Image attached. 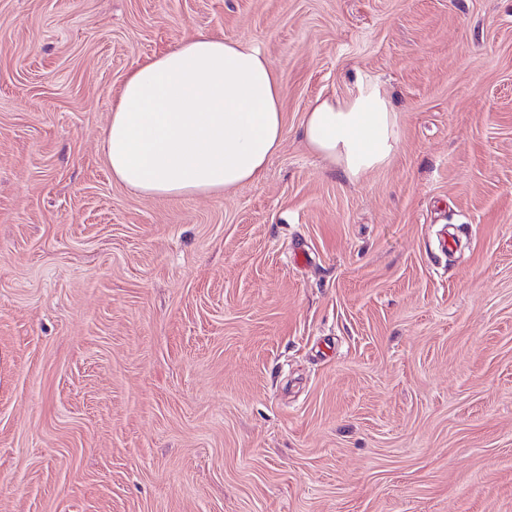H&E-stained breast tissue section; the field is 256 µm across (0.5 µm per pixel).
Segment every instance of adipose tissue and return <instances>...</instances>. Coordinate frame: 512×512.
Here are the masks:
<instances>
[{"label":"adipose tissue","mask_w":512,"mask_h":512,"mask_svg":"<svg viewBox=\"0 0 512 512\" xmlns=\"http://www.w3.org/2000/svg\"><path fill=\"white\" fill-rule=\"evenodd\" d=\"M282 97L257 48L207 36L183 41L125 79L105 134L112 177L156 198L259 183L284 139ZM301 136L352 181L395 155L398 114L385 88L360 76L347 96L310 104Z\"/></svg>","instance_id":"adipose-tissue-1"}]
</instances>
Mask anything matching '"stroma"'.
<instances>
[{"instance_id": "obj_1", "label": "stroma", "mask_w": 512, "mask_h": 512, "mask_svg": "<svg viewBox=\"0 0 512 512\" xmlns=\"http://www.w3.org/2000/svg\"><path fill=\"white\" fill-rule=\"evenodd\" d=\"M200 34L284 140L136 194L112 106ZM360 75L400 143L351 182L300 127ZM0 512H512V0H0Z\"/></svg>"}]
</instances>
